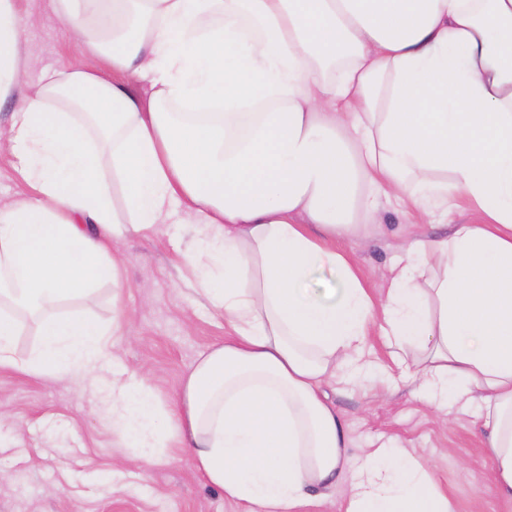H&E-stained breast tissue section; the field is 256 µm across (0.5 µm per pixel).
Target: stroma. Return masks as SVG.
I'll list each match as a JSON object with an SVG mask.
<instances>
[{"label":"stroma","mask_w":512,"mask_h":512,"mask_svg":"<svg viewBox=\"0 0 512 512\" xmlns=\"http://www.w3.org/2000/svg\"><path fill=\"white\" fill-rule=\"evenodd\" d=\"M20 17L34 16L23 51L47 67L70 62L98 68L54 9L53 0H14ZM11 102L0 104V196L23 197L26 183L15 158L3 150L11 135ZM412 216L384 204L380 227L363 244L348 245L362 280L382 292L398 256L394 228L412 235ZM183 235L175 224L157 236L130 237L116 254L129 286L113 298L101 284L86 298L62 301L58 313L87 315L104 323L119 319L114 352L129 369L150 375L156 400L169 405L196 357L224 340V319L198 292L177 249ZM111 371L83 381L30 374L0 366V512H241L220 489L205 482L188 453L163 449L140 464L135 449L112 430V402L104 386ZM382 383L372 378L330 399L347 425L349 458L388 441L406 447L433 467L456 512H503L490 491L489 463L481 434L460 405L449 404L448 420L425 407L406 384L380 400Z\"/></svg>","instance_id":"obj_1"}]
</instances>
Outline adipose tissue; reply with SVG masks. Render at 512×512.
Instances as JSON below:
<instances>
[{
    "mask_svg": "<svg viewBox=\"0 0 512 512\" xmlns=\"http://www.w3.org/2000/svg\"><path fill=\"white\" fill-rule=\"evenodd\" d=\"M55 2L112 76L70 63L20 85L37 61L0 0L7 149L28 186L0 198V365H111L112 428L138 460L191 449L243 512H300L344 481L340 512H456L406 449L348 463L328 391L377 370L375 323L396 348L384 394L416 376L425 405L472 408L512 512V0ZM382 195L449 230L404 239L375 296L337 244L368 240ZM461 199L476 223H449ZM167 223L190 233L227 334L164 408L112 364L109 326L54 309L126 287L111 252ZM318 270L334 287L311 288ZM23 310L41 336L26 359Z\"/></svg>",
    "mask_w": 512,
    "mask_h": 512,
    "instance_id": "ef3b65f1",
    "label": "adipose tissue"
}]
</instances>
